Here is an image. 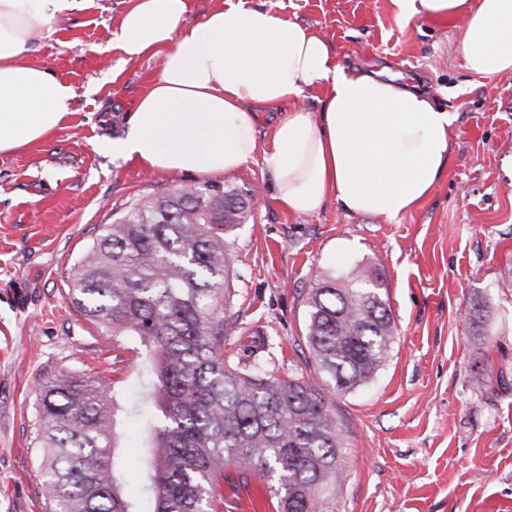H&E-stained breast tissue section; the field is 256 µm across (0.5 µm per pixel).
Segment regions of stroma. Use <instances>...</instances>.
Instances as JSON below:
<instances>
[{"label": "stroma", "instance_id": "35a3bbf8", "mask_svg": "<svg viewBox=\"0 0 512 512\" xmlns=\"http://www.w3.org/2000/svg\"><path fill=\"white\" fill-rule=\"evenodd\" d=\"M326 37L340 62L384 67L458 115L448 168L416 211L392 224L336 203L282 210L260 162L185 175L122 160L126 135L162 56L123 61L112 33L132 0H74L27 46L26 63L72 84V112L45 139L0 155V512H52L35 440L41 384L60 371L107 379L119 400L117 469L130 497L146 449L125 401L145 381L142 350L90 323L69 274L119 213L206 183L254 190L231 239L233 293L224 357L253 355L284 378L320 381L305 339L316 272L364 265L383 276L397 332L372 380L334 398L342 437L321 512H512V77L468 72L450 45L458 16L408 23L391 0H249ZM484 307L473 318L471 305ZM490 379L476 389L473 376Z\"/></svg>", "mask_w": 512, "mask_h": 512}]
</instances>
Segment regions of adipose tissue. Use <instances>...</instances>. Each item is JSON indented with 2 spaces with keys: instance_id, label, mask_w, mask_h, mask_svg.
<instances>
[{
  "instance_id": "obj_1",
  "label": "adipose tissue",
  "mask_w": 512,
  "mask_h": 512,
  "mask_svg": "<svg viewBox=\"0 0 512 512\" xmlns=\"http://www.w3.org/2000/svg\"><path fill=\"white\" fill-rule=\"evenodd\" d=\"M402 22L458 15L453 51L465 68L512 75V0H392ZM71 0H0V154L47 137L71 112L75 90L23 64L31 38ZM191 0H133L114 43L126 60L162 51L159 73L136 104L112 156L186 174H219L252 161L288 213L335 201L351 215L398 221L433 193L448 164L457 119L418 84L383 68L343 65L308 25L246 0H219L187 24ZM318 91L319 112L302 100ZM279 113L260 145L255 110Z\"/></svg>"
}]
</instances>
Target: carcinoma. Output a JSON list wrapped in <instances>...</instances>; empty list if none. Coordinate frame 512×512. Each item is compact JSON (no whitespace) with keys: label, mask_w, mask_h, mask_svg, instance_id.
<instances>
[{"label":"carcinoma","mask_w":512,"mask_h":512,"mask_svg":"<svg viewBox=\"0 0 512 512\" xmlns=\"http://www.w3.org/2000/svg\"><path fill=\"white\" fill-rule=\"evenodd\" d=\"M247 194L206 185L130 206L78 263L69 297L91 323L139 338L151 375L149 512H209L224 465L270 481L280 512H318L336 479L341 430L326 393L373 379L395 326L374 273L320 272L307 297L306 342L329 385L284 380L224 359L229 239ZM104 380L61 371L39 388L38 445L54 512H136L117 477Z\"/></svg>","instance_id":"cac0c4a2"}]
</instances>
